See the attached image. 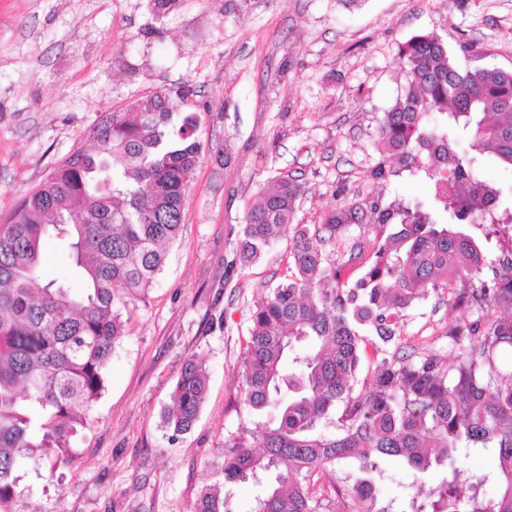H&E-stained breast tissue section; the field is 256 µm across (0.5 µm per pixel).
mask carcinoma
I'll list each match as a JSON object with an SVG mask.
<instances>
[{
    "instance_id": "carcinoma-1",
    "label": "carcinoma",
    "mask_w": 512,
    "mask_h": 512,
    "mask_svg": "<svg viewBox=\"0 0 512 512\" xmlns=\"http://www.w3.org/2000/svg\"><path fill=\"white\" fill-rule=\"evenodd\" d=\"M459 50L461 60L430 33L399 47L408 89L384 112L369 173L420 174L457 192L354 201L327 212L324 235L313 236L294 223L302 184L280 173L245 214L244 264L293 229L288 274L252 311L245 341L240 396L255 430L224 442V485L269 479L251 512H395L378 498L381 458L413 473L410 512H512V259L481 278V247L460 230L512 224V181L483 170L491 157L512 174V70L476 64L482 52L469 42ZM171 117L158 97L106 113L91 131L97 151L63 159L0 224V512H14L23 460L52 472L76 462L72 438L125 335L121 309L152 286L179 239L202 150L195 114L177 127ZM369 215L394 230L351 244L361 273L345 280L326 245ZM51 243L70 265L40 286ZM444 293L476 313L448 331L451 361L405 351L408 312ZM207 385L205 365L189 357L168 429L192 427ZM479 448L492 450V470L467 466ZM348 459L358 466L336 485L339 500L321 497L314 476ZM435 469L442 476L430 485ZM192 512L233 510L208 485Z\"/></svg>"
}]
</instances>
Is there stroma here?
<instances>
[{"label": "stroma", "instance_id": "35a3bbf8", "mask_svg": "<svg viewBox=\"0 0 512 512\" xmlns=\"http://www.w3.org/2000/svg\"><path fill=\"white\" fill-rule=\"evenodd\" d=\"M427 33L512 70V0H180L160 13L151 0H0V221L59 160L94 151L100 116L135 99L196 113L203 151L178 243L122 312L126 334L73 441L76 463L29 465L15 512H190L202 487L223 485L224 441L255 421L239 392L249 317L286 275L292 243L284 232L241 266L245 214L281 172L300 180L295 221L313 230L350 201L427 195L406 175L368 177L379 122L407 88L398 48ZM388 232L369 220L329 245L342 277L360 274L351 243ZM471 318L432 296L401 341L444 355L449 329ZM191 355L208 389L175 436L161 413Z\"/></svg>", "mask_w": 512, "mask_h": 512}]
</instances>
